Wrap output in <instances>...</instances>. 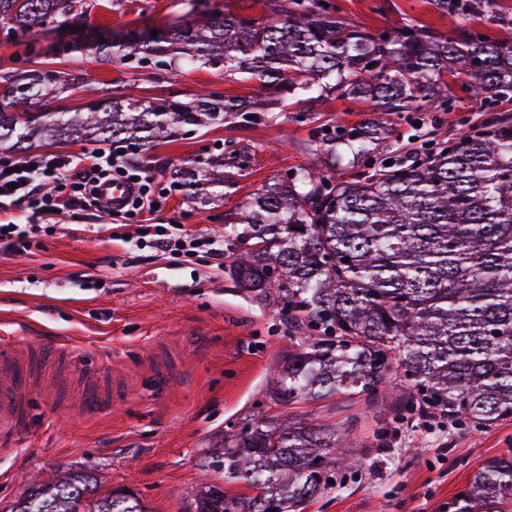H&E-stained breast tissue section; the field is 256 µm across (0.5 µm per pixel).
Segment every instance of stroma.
<instances>
[{
    "mask_svg": "<svg viewBox=\"0 0 512 512\" xmlns=\"http://www.w3.org/2000/svg\"><path fill=\"white\" fill-rule=\"evenodd\" d=\"M75 30L39 36L37 56L0 31V70L52 68L77 80L55 102L58 110L113 94L188 101L209 92L253 94L255 84L228 83L223 68L160 76L137 59L102 63L95 52L65 51L75 37L93 42L105 33L131 34L187 21L189 0H86ZM346 17L372 30L405 24L455 33V13L429 0H336ZM468 26L512 42V0H470ZM512 113V97L492 108ZM486 103L457 91L452 112H407L395 121L392 143L422 150L434 129L456 137L488 117ZM345 113L350 125L370 117L361 102L325 99L314 119L289 122L275 113L262 121L182 130L138 155L163 183L172 170L244 145L253 155L232 195L207 207L173 190L167 208L192 232L223 233L224 216L257 189L305 160L297 145L319 124ZM29 344L62 341L83 364L112 368V408L83 414L34 392L22 448L0 456V512H12L32 488L54 473L94 477L102 490L126 489L149 512H189L204 481L227 493L245 492L212 465L226 431L269 416L268 382L297 343L278 304L254 298L218 268L210 255L177 263L156 253L141 257L112 238L98 213L55 217L53 228L30 250L0 257V337ZM395 398H343L296 405L295 414L317 423H345L361 444L360 468L310 501L304 512H448L482 463L512 450V420L491 427L451 418L426 423L413 412L393 420Z\"/></svg>",
    "mask_w": 512,
    "mask_h": 512,
    "instance_id": "35a3bbf8",
    "label": "stroma"
}]
</instances>
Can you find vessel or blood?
Instances as JSON below:
<instances>
[{
    "label": "vessel or blood",
    "mask_w": 512,
    "mask_h": 512,
    "mask_svg": "<svg viewBox=\"0 0 512 512\" xmlns=\"http://www.w3.org/2000/svg\"><path fill=\"white\" fill-rule=\"evenodd\" d=\"M98 192L106 206L115 212L123 211L134 196L133 187L121 180L101 183ZM73 355L60 343H44L33 348L13 338L0 340V452L10 453L21 445L28 421V394L37 390L51 392V376L34 379V365L71 362ZM105 371L93 368L81 374V388L74 402L77 409L95 413L112 401V390L105 384Z\"/></svg>",
    "instance_id": "vessel-or-blood-1"
}]
</instances>
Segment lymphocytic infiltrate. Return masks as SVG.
Masks as SVG:
<instances>
[{
    "label": "lymphocytic infiltrate",
    "instance_id": "f902f5d3",
    "mask_svg": "<svg viewBox=\"0 0 512 512\" xmlns=\"http://www.w3.org/2000/svg\"><path fill=\"white\" fill-rule=\"evenodd\" d=\"M108 178L123 180L136 190L132 204L121 215L118 231L112 234L113 240L127 239L136 249L149 248L177 261H190L200 252L223 259V236L189 232L174 219L152 222V215L166 206L167 196L154 192V175L134 162L123 145L0 159V203L23 204L28 213L26 223L0 231V253L28 250L48 215L103 209L97 185Z\"/></svg>",
    "mask_w": 512,
    "mask_h": 512
}]
</instances>
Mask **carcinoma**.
Here are the masks:
<instances>
[{"label":"carcinoma","instance_id":"obj_1","mask_svg":"<svg viewBox=\"0 0 512 512\" xmlns=\"http://www.w3.org/2000/svg\"><path fill=\"white\" fill-rule=\"evenodd\" d=\"M328 6L321 5V2ZM256 16L202 10L156 37L94 45L101 60L156 58L162 71L224 65V81L255 82L261 98L199 95L161 106L134 95L48 107L73 88L54 69L0 72V148L38 142L110 141L140 148L186 127L242 113L314 111L315 103H369L359 126L323 125L299 146L309 162L249 197L225 228L226 271L256 297L276 296L303 334L269 383L286 407L339 395L371 396L399 374L400 412L445 407L477 426L512 418V117L484 132L432 140L422 155L372 165L392 117L449 112L461 87L496 103L512 92V44L460 26L446 35L415 25L372 32L332 0H260ZM85 0H0L12 32L64 22ZM247 147L173 171L201 206L216 185L233 188ZM353 170L345 179L336 168ZM224 433V477L246 492L205 482L193 512H302L338 473L358 466L336 425L277 413ZM452 512H512V452L486 460ZM17 512H147L129 492L103 493L88 479L57 475Z\"/></svg>","mask_w":512,"mask_h":512}]
</instances>
